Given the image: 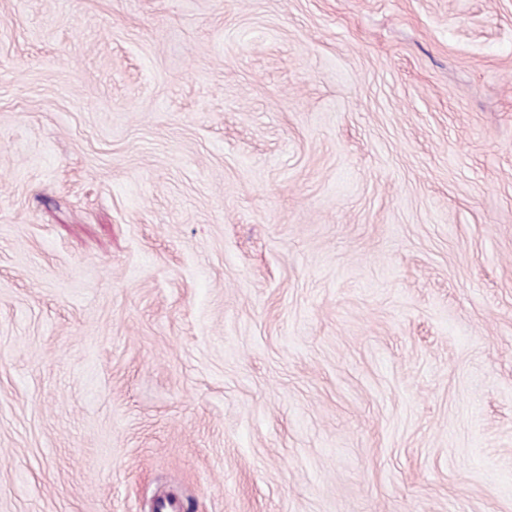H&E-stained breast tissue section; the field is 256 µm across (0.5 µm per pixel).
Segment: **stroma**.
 <instances>
[{
    "mask_svg": "<svg viewBox=\"0 0 512 512\" xmlns=\"http://www.w3.org/2000/svg\"><path fill=\"white\" fill-rule=\"evenodd\" d=\"M512 512V0H0V512Z\"/></svg>",
    "mask_w": 512,
    "mask_h": 512,
    "instance_id": "obj_1",
    "label": "stroma"
}]
</instances>
